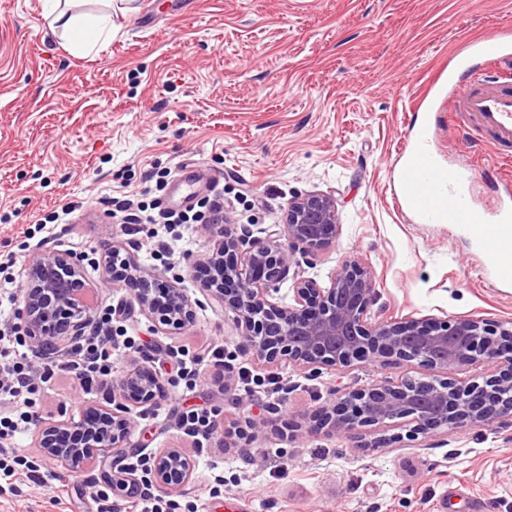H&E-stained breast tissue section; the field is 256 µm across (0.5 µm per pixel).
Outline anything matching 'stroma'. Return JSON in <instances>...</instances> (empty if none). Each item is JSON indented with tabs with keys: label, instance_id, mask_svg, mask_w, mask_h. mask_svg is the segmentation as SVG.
Masks as SVG:
<instances>
[{
	"label": "stroma",
	"instance_id": "obj_1",
	"mask_svg": "<svg viewBox=\"0 0 512 512\" xmlns=\"http://www.w3.org/2000/svg\"><path fill=\"white\" fill-rule=\"evenodd\" d=\"M112 5V37L77 56L47 27L49 0H0V261L25 270L57 251L85 256L83 281L100 307L115 306L116 334L133 349L112 355L120 375L144 358L171 364V349L206 357L223 347L225 369L197 380L167 378L168 398L134 413L128 448L108 450L73 475L46 458L36 431L16 436L26 466L0 478V512H95L81 496L95 484L125 500L112 477L127 454L178 448L194 465L188 483L164 494L167 512H512V419L498 431L431 430L401 447L369 448L374 429L338 439L285 437L336 404L343 388L404 376L412 366L328 368L312 375L293 364L251 357L232 313L200 288L190 258L214 245L204 223L169 233L160 224L120 230L116 201L167 203L156 174L197 167L215 175L230 223L264 239L292 195L335 197L341 230L327 248L300 256L301 276L328 285L341 263L359 259L376 274L370 312L383 320L512 319V287L478 273L472 236L447 224H419L393 203L399 152L426 113L424 89L445 96L434 76L460 46L512 27V0H135ZM437 142L450 164L476 163L474 189L488 204L503 187L495 157L475 148L445 108ZM72 207L53 235L45 215ZM168 241L153 253L152 239ZM123 245L144 268L178 281L195 303L186 327L156 328L133 291L109 286L94 264L106 245ZM280 380L272 389L268 377ZM103 384L84 389L53 374L38 409L43 422L79 418L107 404ZM204 406L224 421L225 438L197 445L177 423L181 407ZM263 422L252 433L250 421ZM287 464L285 474L274 465ZM56 479L68 494L48 498Z\"/></svg>",
	"mask_w": 512,
	"mask_h": 512
}]
</instances>
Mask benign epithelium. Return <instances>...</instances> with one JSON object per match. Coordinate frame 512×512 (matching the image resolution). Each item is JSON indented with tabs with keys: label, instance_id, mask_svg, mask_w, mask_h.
<instances>
[{
	"label": "benign epithelium",
	"instance_id": "1",
	"mask_svg": "<svg viewBox=\"0 0 512 512\" xmlns=\"http://www.w3.org/2000/svg\"><path fill=\"white\" fill-rule=\"evenodd\" d=\"M335 197L307 193L293 197L282 230L262 241L244 228L219 236L212 252L192 265L210 274L201 287L236 317V327L252 355L281 360L317 372L327 367L413 363L428 371L421 380L383 381L343 393L332 408L314 415L310 432L336 437L361 427L410 426L407 437L440 428L493 429L512 417V321L490 323L474 317L443 321L410 317L404 321L371 316L375 276L370 266L346 260L326 287L291 273L297 251L321 249L339 234ZM108 281L131 282L142 311L167 330L194 318V302L176 282L142 269L120 247L104 260ZM83 256L55 252L27 268L20 315L30 342L60 353L84 336L92 309L83 301ZM293 280V303L273 301L277 285ZM480 365L482 382L462 381L456 372ZM160 382L152 369L137 364L112 381L106 406L88 407L77 421L42 429V453L74 470L97 461L105 448H125L133 431L132 413L156 403ZM190 477L178 448L153 459L152 483L166 493Z\"/></svg>",
	"mask_w": 512,
	"mask_h": 512
}]
</instances>
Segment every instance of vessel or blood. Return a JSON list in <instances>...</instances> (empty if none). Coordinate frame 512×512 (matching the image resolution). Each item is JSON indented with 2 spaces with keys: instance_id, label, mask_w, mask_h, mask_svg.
Returning a JSON list of instances; mask_svg holds the SVG:
<instances>
[{
  "instance_id": "1",
  "label": "vessel or blood",
  "mask_w": 512,
  "mask_h": 512,
  "mask_svg": "<svg viewBox=\"0 0 512 512\" xmlns=\"http://www.w3.org/2000/svg\"><path fill=\"white\" fill-rule=\"evenodd\" d=\"M462 53H474L485 60L484 67H466L463 88L449 86L448 95L457 114L469 126L489 133L503 147L501 173L512 180V73L496 67L497 61L512 58V29L496 31L490 37L463 44ZM397 183L401 209L422 224H451L475 234L482 245L481 267L500 283L512 286V194L504 193L489 206L478 205L474 185L478 179L472 166L445 165L432 146L429 122L416 125L413 143L404 151ZM198 178L186 171L175 182L172 201L190 202Z\"/></svg>"
}]
</instances>
